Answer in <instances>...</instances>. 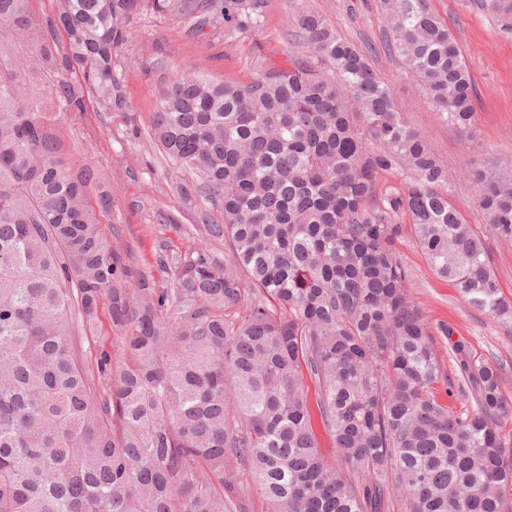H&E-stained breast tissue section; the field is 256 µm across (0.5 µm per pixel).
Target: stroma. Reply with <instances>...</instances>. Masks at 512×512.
<instances>
[{
	"instance_id": "stroma-1",
	"label": "stroma",
	"mask_w": 512,
	"mask_h": 512,
	"mask_svg": "<svg viewBox=\"0 0 512 512\" xmlns=\"http://www.w3.org/2000/svg\"><path fill=\"white\" fill-rule=\"evenodd\" d=\"M459 45L475 81L476 112L470 136L438 120L404 68L383 48L387 35L380 0H268L263 27L225 38L222 32L193 31L173 15L147 10L131 19L121 83L127 110L121 114L87 112L66 126L74 156L108 169L112 180V218L103 224L106 238L130 255L136 271L160 288L173 285L167 259L186 253L227 256L226 240L212 236L197 222L205 200L197 177L163 154L151 135L152 114L161 87L179 71H192L219 82L247 83L254 64L264 59L287 67L294 54L311 55L296 36L294 16L312 10L325 16L338 33L365 47L375 46L374 68L390 86L399 109L433 145L454 179L451 198L467 223L485 234L493 269L505 296L512 300V242L491 236L485 215L477 210L475 188L467 171L490 158L512 164V33L486 11L481 0H430ZM395 248L411 272V299L434 334L442 369L451 372L449 339L465 340L473 355L491 364L506 363L502 390L512 397V327L474 308L451 282L429 268L410 232ZM452 336H443L442 327ZM79 352L94 363L101 351L123 359L124 353L108 313L90 331H78Z\"/></svg>"
}]
</instances>
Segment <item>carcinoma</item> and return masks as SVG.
<instances>
[{"instance_id": "obj_1", "label": "carcinoma", "mask_w": 512, "mask_h": 512, "mask_svg": "<svg viewBox=\"0 0 512 512\" xmlns=\"http://www.w3.org/2000/svg\"><path fill=\"white\" fill-rule=\"evenodd\" d=\"M267 0H0V512H369L393 478L404 512H512V399L501 368L449 344L473 410L435 396L434 337L410 303L400 217L439 277L512 326L485 240L450 201L448 168L369 55L321 15L291 67L249 83L179 71L152 131L200 179L199 223L226 259H174L164 291L103 235L112 183L64 148L90 105L126 111L127 22L151 8L224 34ZM512 30V0H485ZM389 50L439 119L469 134L475 87L428 0H383ZM402 188L376 198V177ZM490 232L512 241V165L470 171ZM224 214L210 223L208 209ZM135 287H130L131 280ZM107 308L125 360L85 367L71 310ZM341 466L319 451L304 375Z\"/></svg>"}]
</instances>
